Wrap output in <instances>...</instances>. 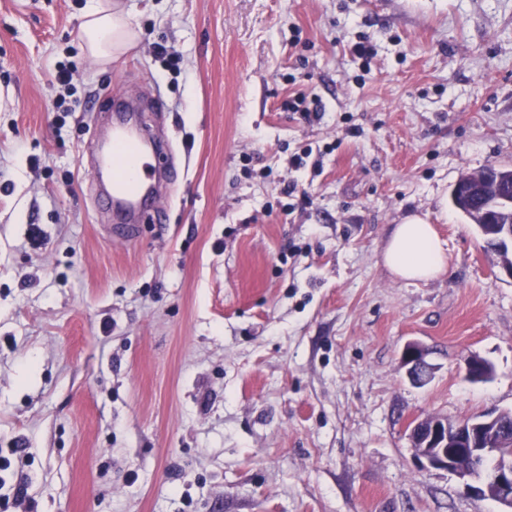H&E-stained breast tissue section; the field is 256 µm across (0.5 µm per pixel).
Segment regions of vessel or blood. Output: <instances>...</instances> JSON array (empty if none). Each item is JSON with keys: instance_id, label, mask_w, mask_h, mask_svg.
Instances as JSON below:
<instances>
[{"instance_id": "1", "label": "vessel or blood", "mask_w": 512, "mask_h": 512, "mask_svg": "<svg viewBox=\"0 0 512 512\" xmlns=\"http://www.w3.org/2000/svg\"><path fill=\"white\" fill-rule=\"evenodd\" d=\"M169 144L140 127H117L95 163L93 175L110 204L116 205L125 232H132L142 215L146 191L168 188L174 173L162 163Z\"/></svg>"}]
</instances>
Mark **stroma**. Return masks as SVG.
Returning a JSON list of instances; mask_svg holds the SVG:
<instances>
[{"label":"stroma","instance_id":"stroma-1","mask_svg":"<svg viewBox=\"0 0 512 512\" xmlns=\"http://www.w3.org/2000/svg\"><path fill=\"white\" fill-rule=\"evenodd\" d=\"M85 4L0 0V512H500L408 425L512 410V278L451 202L512 166V0H124L108 61ZM113 88L175 146L129 235L91 174ZM415 213L428 282L382 260ZM83 17V40L88 50L102 58L121 53L137 36L127 11L112 0H87ZM383 261L397 278L427 281L448 271V255L433 224L420 215L396 224L383 249ZM426 357V352L417 344L410 343L405 347L402 361L406 376L412 384L424 385L431 379L434 367Z\"/></svg>","mask_w":512,"mask_h":512}]
</instances>
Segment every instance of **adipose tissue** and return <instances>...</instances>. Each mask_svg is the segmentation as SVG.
Instances as JSON below:
<instances>
[{
	"mask_svg": "<svg viewBox=\"0 0 512 512\" xmlns=\"http://www.w3.org/2000/svg\"><path fill=\"white\" fill-rule=\"evenodd\" d=\"M83 17L84 43L99 57L118 55L136 37L119 0H88ZM383 261L395 277L407 281H427L448 270V257L434 226L417 214L395 226L384 246Z\"/></svg>",
	"mask_w": 512,
	"mask_h": 512,
	"instance_id": "adipose-tissue-1",
	"label": "adipose tissue"
}]
</instances>
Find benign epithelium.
<instances>
[{"label": "benign epithelium", "mask_w": 512, "mask_h": 512, "mask_svg": "<svg viewBox=\"0 0 512 512\" xmlns=\"http://www.w3.org/2000/svg\"><path fill=\"white\" fill-rule=\"evenodd\" d=\"M499 239L508 246V259L494 266L512 279V225H505ZM406 376L415 385H424L434 367L426 352L409 343L402 355ZM467 377L483 382L493 374L492 366L478 356L466 361ZM412 448L424 469L445 470L462 483L469 495L488 497L512 512V432L507 429V412L488 413L457 423L425 418L410 425Z\"/></svg>", "instance_id": "benign-epithelium-1"}]
</instances>
